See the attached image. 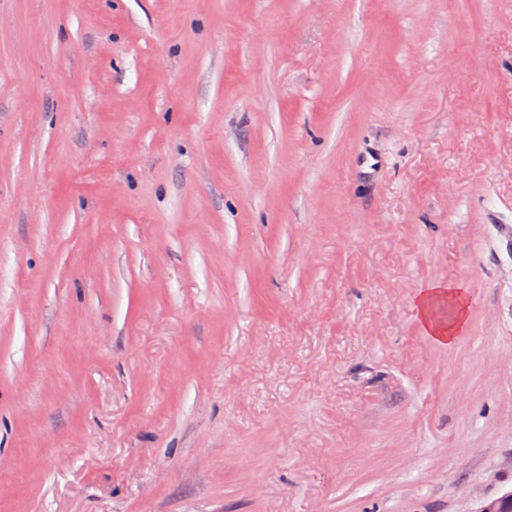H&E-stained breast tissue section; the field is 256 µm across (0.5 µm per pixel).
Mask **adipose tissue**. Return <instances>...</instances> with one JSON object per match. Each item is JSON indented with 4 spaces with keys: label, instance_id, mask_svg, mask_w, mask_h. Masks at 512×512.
<instances>
[{
    "label": "adipose tissue",
    "instance_id": "ef3b65f1",
    "mask_svg": "<svg viewBox=\"0 0 512 512\" xmlns=\"http://www.w3.org/2000/svg\"><path fill=\"white\" fill-rule=\"evenodd\" d=\"M448 301L453 312L448 319L435 316L434 308L439 301ZM416 308L429 335L441 343H453L466 326L469 298L468 292L461 286L450 283H435L422 292L416 299Z\"/></svg>",
    "mask_w": 512,
    "mask_h": 512
}]
</instances>
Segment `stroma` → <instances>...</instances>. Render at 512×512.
Instances as JSON below:
<instances>
[{"label":"stroma","mask_w":512,"mask_h":512,"mask_svg":"<svg viewBox=\"0 0 512 512\" xmlns=\"http://www.w3.org/2000/svg\"><path fill=\"white\" fill-rule=\"evenodd\" d=\"M502 224L512 0H0V512H471ZM448 300L453 312L448 320L439 319L434 314L437 302ZM416 308L429 335L440 343L452 344L466 326L469 298L468 292L461 286L450 283H435L422 292L416 299Z\"/></svg>","instance_id":"1"}]
</instances>
